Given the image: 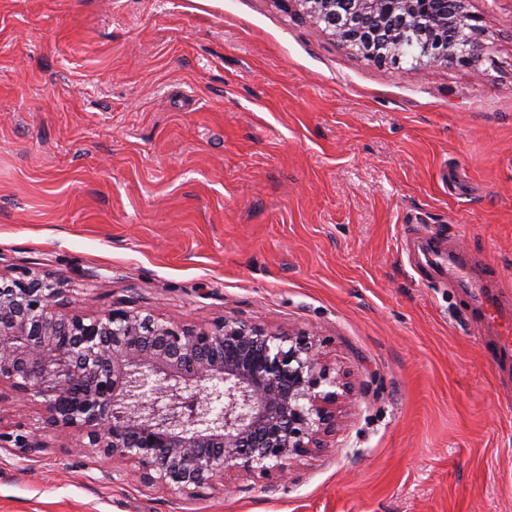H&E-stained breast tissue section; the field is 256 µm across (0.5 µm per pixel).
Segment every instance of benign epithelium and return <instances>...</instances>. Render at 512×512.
Returning <instances> with one entry per match:
<instances>
[{"mask_svg": "<svg viewBox=\"0 0 512 512\" xmlns=\"http://www.w3.org/2000/svg\"><path fill=\"white\" fill-rule=\"evenodd\" d=\"M352 52L400 69L479 64L480 18L469 0H281ZM65 289L23 268L0 275V384L42 399L43 429L72 430L76 447L133 464L142 481L204 493L235 469L270 482L326 447L349 386L306 332H271L232 317L187 325L120 302L88 317L64 307ZM46 447L24 425L0 447Z\"/></svg>", "mask_w": 512, "mask_h": 512, "instance_id": "obj_1", "label": "benign epithelium"}]
</instances>
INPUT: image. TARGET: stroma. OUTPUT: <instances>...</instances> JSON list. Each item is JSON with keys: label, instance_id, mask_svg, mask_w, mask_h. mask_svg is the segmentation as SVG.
<instances>
[{"label": "stroma", "instance_id": "35a3bbf8", "mask_svg": "<svg viewBox=\"0 0 512 512\" xmlns=\"http://www.w3.org/2000/svg\"><path fill=\"white\" fill-rule=\"evenodd\" d=\"M478 66H378L278 0H0V269L95 315L302 329L343 428L287 482L188 498L76 452L0 447V512H512V360L431 234L512 305V0ZM0 389V431L40 427Z\"/></svg>", "mask_w": 512, "mask_h": 512}]
</instances>
